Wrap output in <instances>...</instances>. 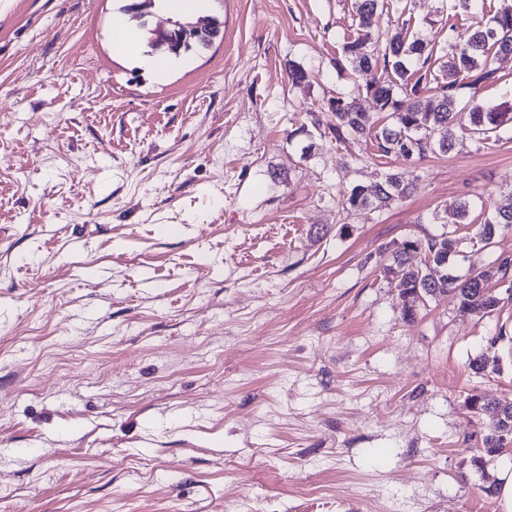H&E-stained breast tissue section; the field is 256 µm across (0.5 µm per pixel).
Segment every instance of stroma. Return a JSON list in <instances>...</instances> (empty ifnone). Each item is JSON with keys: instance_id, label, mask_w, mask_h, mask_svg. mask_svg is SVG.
Segmentation results:
<instances>
[{"instance_id": "1", "label": "stroma", "mask_w": 512, "mask_h": 512, "mask_svg": "<svg viewBox=\"0 0 512 512\" xmlns=\"http://www.w3.org/2000/svg\"><path fill=\"white\" fill-rule=\"evenodd\" d=\"M120 7L0 0V512H500L512 454L472 466L495 416L465 398L512 397V304L407 317L382 267L456 201L512 207V126L410 166L307 131L374 109L335 65L352 0H210L222 37L162 80L113 50ZM413 186L407 172L387 174L381 182L366 186H355L343 197L341 202L344 210L366 208H382L391 202L406 197Z\"/></svg>"}]
</instances>
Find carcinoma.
Instances as JSON below:
<instances>
[{
  "label": "carcinoma",
  "mask_w": 512,
  "mask_h": 512,
  "mask_svg": "<svg viewBox=\"0 0 512 512\" xmlns=\"http://www.w3.org/2000/svg\"><path fill=\"white\" fill-rule=\"evenodd\" d=\"M478 0H453V19L440 22L446 36L429 41L410 31L411 19H404L384 35L382 42L370 46V28L385 0H353V12L359 34L344 43L342 58L336 65L350 63L361 71L377 70L380 74L364 87L377 111L387 115L392 123L376 128L352 95H338L326 103L331 113L329 129L336 142L342 144L354 136L370 140L377 148L375 156L400 157L407 161L421 159L429 153H447L455 145L456 133L468 132L480 140L498 137L500 130L512 123V113L498 107L485 109L475 104L460 105V92L478 90L484 84L498 80L497 70L488 63L490 54L512 55V4H503L487 23L475 29L465 27L459 16L470 12ZM219 32L218 19L208 37H187L173 52L180 56L193 49L212 44ZM451 80H445V77ZM412 180L405 172L392 173L384 180L366 186H355L343 197V209L382 208L410 193ZM484 219L480 224L464 225L465 233L407 241L391 253V263L383 267L402 300L423 299L446 295L463 312L482 317L498 314L504 301L489 288L492 279L506 275L512 269L509 258L498 266L474 271L460 277L448 271L451 258L460 255L464 242L488 246L500 231L512 227V209H498L491 198L481 201ZM420 253V262L410 260V254ZM506 406L511 413L501 419L482 439V447L474 449L473 465L484 468L492 459L507 452L499 432L512 431V399H489L475 391L466 398V407L473 411L498 410Z\"/></svg>",
  "instance_id": "cac0c4a2"
}]
</instances>
